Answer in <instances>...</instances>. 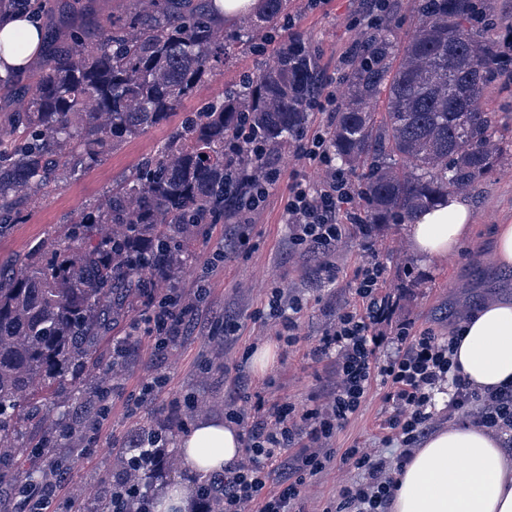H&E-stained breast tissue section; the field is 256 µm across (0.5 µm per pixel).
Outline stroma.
<instances>
[{"label":"stroma","mask_w":512,"mask_h":512,"mask_svg":"<svg viewBox=\"0 0 512 512\" xmlns=\"http://www.w3.org/2000/svg\"><path fill=\"white\" fill-rule=\"evenodd\" d=\"M368 6V0H295L294 29L333 84H340L344 55L362 34L350 21ZM286 38L279 30L272 33L271 46L263 52H239L220 75L181 103L178 116L195 111L241 74L256 71L272 58L273 46ZM167 133L164 126L151 129L107 154L95 168L37 195L25 223L14 225L0 237V258L26 253L39 243L59 238L64 224L73 221L83 208L95 206L113 184L127 178L143 158L154 153ZM275 164L284 180L270 189L263 207L211 225L190 249L189 269L178 277L177 290L189 297L198 286L209 289L193 334L179 337L165 351H156L142 308H134L102 337L98 364L52 388L38 389V397L61 406L62 411L24 424L18 438L21 451L0 458V471L39 467L42 447L53 448V458L64 465L65 472L45 512H72L74 501L81 505L79 512H95L109 491L101 478L111 473L113 457L127 448L135 429L174 420L167 444L175 447L199 421L202 416L189 411L186 401L211 404L205 417L220 420L225 403L241 393L252 406L262 399L272 402L279 398L301 404L331 387L333 363L316 357L314 349L336 309L361 306L351 280L365 258L362 237L357 226L348 225L346 237L322 262L311 254L296 252L283 222L286 179L296 172L308 174L314 181L320 175L306 170L291 148L279 152ZM466 200L475 213V227L461 250L444 260L428 261L409 251L404 225L378 226L379 258L387 276L383 291L397 301L379 326L386 336H394L398 325L408 321L416 329L446 336L456 323V314L475 306L477 298L512 295L510 282L494 289L487 286V278L495 270L489 259L493 227L512 223V169L482 178ZM220 250L226 253L223 263L210 267L213 253ZM326 262L335 267V277L323 271ZM276 286L287 287L301 300L298 336L291 343L278 337L273 320L258 316ZM123 342L128 345L123 371L108 382L107 398H100L99 379L112 365L114 347ZM216 345L224 348L220 365L212 363L208 355L209 348ZM262 348L270 351V363L263 370L253 361L255 351ZM156 377L167 378L168 386L151 402L138 404L141 389ZM384 393L383 386H374L359 411L337 428L326 448L333 462L307 481L297 505L299 512H323L341 485L361 478L360 470L343 462L345 449L368 448L396 460L400 447L387 438Z\"/></svg>","instance_id":"stroma-1"}]
</instances>
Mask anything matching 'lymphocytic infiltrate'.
I'll return each instance as SVG.
<instances>
[{"instance_id": "f902f5d3", "label": "lymphocytic infiltrate", "mask_w": 512, "mask_h": 512, "mask_svg": "<svg viewBox=\"0 0 512 512\" xmlns=\"http://www.w3.org/2000/svg\"><path fill=\"white\" fill-rule=\"evenodd\" d=\"M296 154L324 178L314 183L293 176L284 213L288 237L303 252L326 255L345 235L340 212L353 200L355 186L337 169L324 135L300 137ZM279 179V170L273 168L258 178L237 171L227 179L225 190L237 193L238 183H248L246 192L237 193L238 209L252 212ZM361 232L368 238L367 255L354 284L363 307L337 312L314 350L316 357L332 359L333 387L311 406L282 401L266 410L232 404L224 409L226 421L246 429L245 455L224 475V512H292L307 478L321 474L332 462L330 455L321 454V444L360 409L376 382L387 388V427L402 451L393 463L365 448L346 449L343 461L361 470L363 477L342 486L333 507L324 512H388L397 466L407 462L432 430L433 399L443 386L454 390L450 408L512 446V386L482 393L472 389L454 367L452 338L415 330L409 322L390 340L376 332L394 300L379 292L385 268L370 241L372 230L365 226ZM198 310L197 302L166 297L154 301L148 320L156 349L175 342Z\"/></svg>"}]
</instances>
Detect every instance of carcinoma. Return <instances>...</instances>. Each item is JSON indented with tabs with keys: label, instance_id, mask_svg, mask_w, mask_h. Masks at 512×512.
<instances>
[{
	"label": "carcinoma",
	"instance_id": "cac0c4a2",
	"mask_svg": "<svg viewBox=\"0 0 512 512\" xmlns=\"http://www.w3.org/2000/svg\"><path fill=\"white\" fill-rule=\"evenodd\" d=\"M42 0H8L39 17ZM56 45L45 30L39 68L17 91L24 110L0 126V236L21 223L37 193L96 165L126 140L168 121L182 100L267 29H286L292 0H262L259 12L215 27L210 0H126ZM411 32L396 20L362 35L347 61L346 88L326 132L334 159L355 178L362 223L410 224L450 193L468 195L490 172L512 165V124L478 108L485 89L512 75V53L488 37L492 0H412ZM323 82L317 60L291 36L255 73L174 125L157 151L80 211L58 242L0 262V441L34 387L79 375L101 332L130 306L172 285L189 246L235 209L224 175L261 168L251 143L269 153L303 135ZM178 449L159 470L146 449L127 448L118 470L137 469L132 503L149 502L177 471ZM199 512H224V479L195 482Z\"/></svg>",
	"mask_w": 512,
	"mask_h": 512
}]
</instances>
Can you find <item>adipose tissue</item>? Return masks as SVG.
<instances>
[{"label": "adipose tissue", "mask_w": 512, "mask_h": 512, "mask_svg": "<svg viewBox=\"0 0 512 512\" xmlns=\"http://www.w3.org/2000/svg\"><path fill=\"white\" fill-rule=\"evenodd\" d=\"M40 30L21 15L0 17V71L25 69L40 53ZM471 210L455 194L407 230L411 251L427 260L458 252L472 227ZM454 361L473 389L512 386V299L490 297L452 330ZM182 464L194 473L223 471L241 457L236 427L202 420L180 441ZM388 512H512V454L491 430L462 421L430 433L396 472Z\"/></svg>", "instance_id": "1"}]
</instances>
